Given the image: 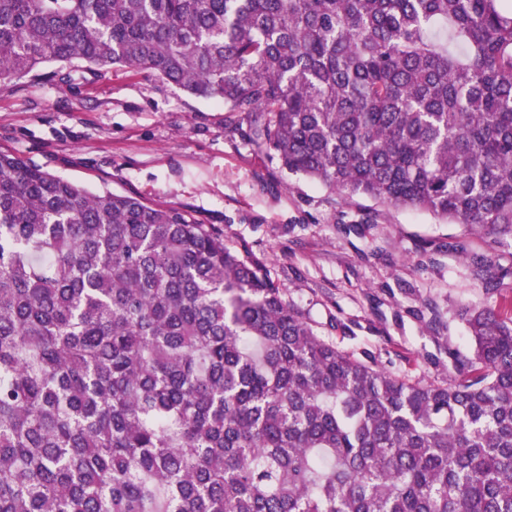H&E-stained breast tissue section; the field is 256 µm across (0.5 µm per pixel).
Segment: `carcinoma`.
Listing matches in <instances>:
<instances>
[{"label":"carcinoma","instance_id":"carcinoma-1","mask_svg":"<svg viewBox=\"0 0 512 512\" xmlns=\"http://www.w3.org/2000/svg\"><path fill=\"white\" fill-rule=\"evenodd\" d=\"M112 68L347 200L512 240L508 0H0V84ZM461 318L448 381L391 375L214 226L0 150V512H512V315Z\"/></svg>","mask_w":512,"mask_h":512}]
</instances>
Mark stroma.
Masks as SVG:
<instances>
[{"label":"stroma","mask_w":512,"mask_h":512,"mask_svg":"<svg viewBox=\"0 0 512 512\" xmlns=\"http://www.w3.org/2000/svg\"><path fill=\"white\" fill-rule=\"evenodd\" d=\"M0 150L91 192L188 210L262 259L319 334L411 380L443 383L468 353L461 306L498 307L470 262L503 251L428 213L343 200L252 142L250 120L148 74L115 69L80 96L38 80L0 85Z\"/></svg>","instance_id":"obj_1"}]
</instances>
